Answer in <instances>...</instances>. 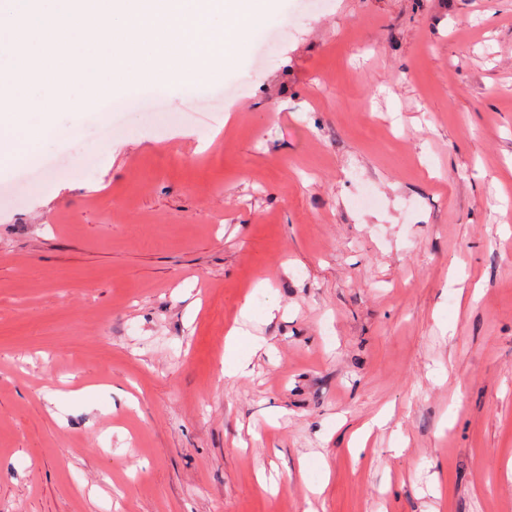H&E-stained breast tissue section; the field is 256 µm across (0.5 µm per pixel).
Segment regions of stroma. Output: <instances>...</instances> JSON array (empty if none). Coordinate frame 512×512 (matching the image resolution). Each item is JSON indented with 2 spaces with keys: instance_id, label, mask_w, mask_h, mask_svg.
Returning a JSON list of instances; mask_svg holds the SVG:
<instances>
[{
  "instance_id": "stroma-1",
  "label": "stroma",
  "mask_w": 512,
  "mask_h": 512,
  "mask_svg": "<svg viewBox=\"0 0 512 512\" xmlns=\"http://www.w3.org/2000/svg\"><path fill=\"white\" fill-rule=\"evenodd\" d=\"M34 150L0 512H512V0H281L209 85ZM247 301L275 352L228 377Z\"/></svg>"
}]
</instances>
